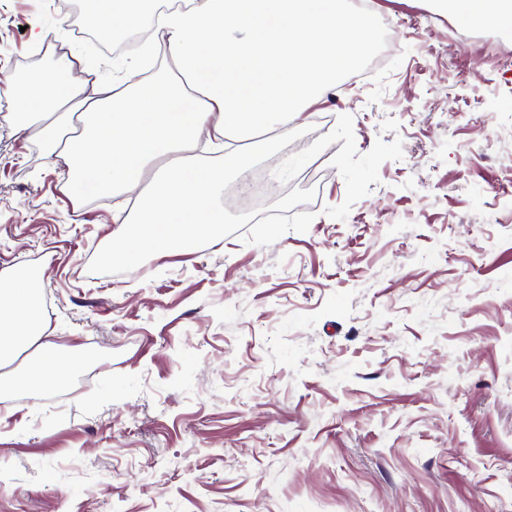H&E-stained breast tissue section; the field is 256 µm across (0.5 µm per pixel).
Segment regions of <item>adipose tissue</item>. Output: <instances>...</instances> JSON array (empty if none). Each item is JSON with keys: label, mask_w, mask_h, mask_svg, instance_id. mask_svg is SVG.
<instances>
[{"label": "adipose tissue", "mask_w": 512, "mask_h": 512, "mask_svg": "<svg viewBox=\"0 0 512 512\" xmlns=\"http://www.w3.org/2000/svg\"><path fill=\"white\" fill-rule=\"evenodd\" d=\"M85 2L102 39H111L115 25L153 20L154 43L171 61L175 82L61 83L47 71L13 74L9 89L17 113L45 118L33 133L46 142L55 140L50 119L58 109L71 106L90 119L88 133L51 155L79 163L80 177L68 183L74 196H82L87 173L99 196L135 193V218L116 216L107 254L128 263L219 239L224 177L243 170L250 155L225 154L214 171L196 152L200 139L220 149L229 132L255 133L296 117L357 66L373 34L371 16L340 0H182L158 13L155 0ZM448 9L469 24L512 31V0H448ZM33 345L43 356L16 383L51 391L70 370V355L49 338L35 273L15 267L0 274V364Z\"/></svg>", "instance_id": "adipose-tissue-1"}]
</instances>
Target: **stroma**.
Segmentation results:
<instances>
[{"mask_svg":"<svg viewBox=\"0 0 512 512\" xmlns=\"http://www.w3.org/2000/svg\"><path fill=\"white\" fill-rule=\"evenodd\" d=\"M374 6L385 67L227 142L281 199L228 178L219 242L125 263L6 81L76 43L111 81L103 43L0 0V272L76 348L48 393L0 371V512H512V37Z\"/></svg>","mask_w":512,"mask_h":512,"instance_id":"1","label":"stroma"}]
</instances>
